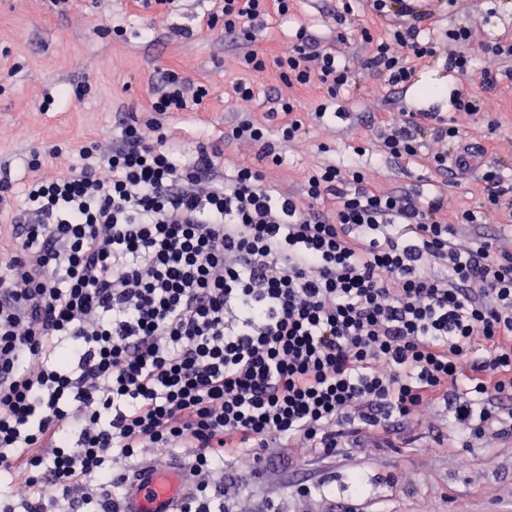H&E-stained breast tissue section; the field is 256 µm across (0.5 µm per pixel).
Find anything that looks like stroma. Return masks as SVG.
<instances>
[{
	"label": "stroma",
	"instance_id": "obj_1",
	"mask_svg": "<svg viewBox=\"0 0 512 512\" xmlns=\"http://www.w3.org/2000/svg\"><path fill=\"white\" fill-rule=\"evenodd\" d=\"M224 0H0V166H7L13 192H20L28 165L40 160L45 171L65 167L77 148L99 135L118 131L119 113L147 119L152 86L163 74L176 73L200 87L201 98L183 112L170 113V134L189 147L224 153L227 160L262 165L257 147L228 143L224 134L241 115L269 127L268 139L285 162L264 165L270 182L301 192L307 169L324 163L366 166L373 187L404 191L426 199L440 194L449 212L469 209L484 216L486 197L480 178L455 180L436 172L429 159L447 142L427 135L418 157L395 160L380 150L381 118H396L414 106L440 114L462 140L483 144L487 167L501 168L512 182V79L482 87L484 70L505 69L504 59L484 51L485 43L512 36V0H424L430 36L439 48L434 57L414 62L404 86L364 68L372 38L387 37L386 23L369 10L367 0H292L288 15L270 11L253 40L229 39L211 30L212 15ZM345 15L337 23V15ZM469 25V49L476 74L466 78L448 57L458 43L448 30ZM337 50L352 71V81L336 100V116L318 120L310 111L324 102L319 81L288 83L274 60L288 51L298 28ZM260 48L266 70L244 73L239 60L250 47ZM255 87L251 101L236 98L240 79ZM66 100H55L60 87ZM460 94H479L480 112L455 110ZM305 103L299 118L300 141L283 142L279 119L268 118L274 97ZM362 155H355V148ZM359 475L363 495H355L351 475ZM235 512H512V435L488 430L468 440L444 405L421 413L398 431L390 447L369 440L336 455L317 448H278L263 463L234 461L217 468ZM314 492L305 496L301 485Z\"/></svg>",
	"mask_w": 512,
	"mask_h": 512
}]
</instances>
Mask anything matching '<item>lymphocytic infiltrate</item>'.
<instances>
[{"mask_svg":"<svg viewBox=\"0 0 512 512\" xmlns=\"http://www.w3.org/2000/svg\"><path fill=\"white\" fill-rule=\"evenodd\" d=\"M389 38L365 61L391 85L434 56L414 0H370ZM288 0H224V34L251 37ZM275 60L329 98L351 72L306 28ZM198 93L178 75L154 88L149 119L80 148L27 183L11 207L0 182V472L39 488L0 512H112L144 449H192L196 492L180 512H226L209 473L272 448L334 455L363 431L383 438L444 405L460 434L503 425L512 399V255L494 237L454 238L473 211L443 195L379 192L360 166L308 171L302 196L206 147L187 152L167 113ZM451 125L403 113L383 123L393 159ZM334 209H325L326 197ZM37 301L38 321L18 301ZM486 353L475 356L476 339Z\"/></svg>","mask_w":512,"mask_h":512,"instance_id":"f902f5d3","label":"lymphocytic infiltrate"}]
</instances>
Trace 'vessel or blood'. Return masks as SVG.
Segmentation results:
<instances>
[{
	"label": "vessel or blood",
	"instance_id": "obj_1",
	"mask_svg": "<svg viewBox=\"0 0 512 512\" xmlns=\"http://www.w3.org/2000/svg\"><path fill=\"white\" fill-rule=\"evenodd\" d=\"M449 163L459 179L470 178L485 163L482 145L471 141L461 144L450 154ZM188 491L182 465L160 466L149 460L133 474L117 512H177L179 499Z\"/></svg>",
	"mask_w": 512,
	"mask_h": 512
}]
</instances>
